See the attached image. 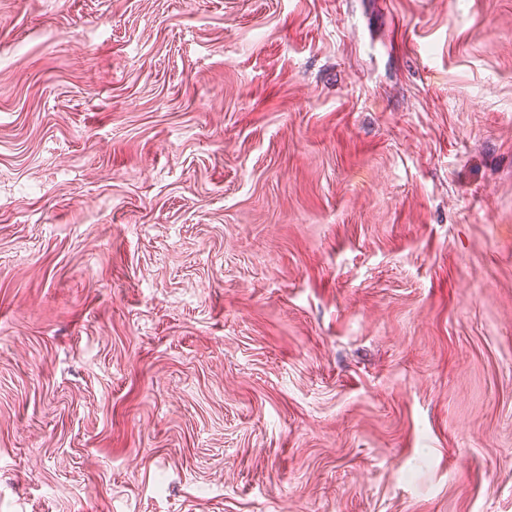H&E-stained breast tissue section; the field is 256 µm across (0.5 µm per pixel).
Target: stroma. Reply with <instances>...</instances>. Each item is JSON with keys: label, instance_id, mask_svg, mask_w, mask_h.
I'll use <instances>...</instances> for the list:
<instances>
[{"label": "stroma", "instance_id": "35a3bbf8", "mask_svg": "<svg viewBox=\"0 0 512 512\" xmlns=\"http://www.w3.org/2000/svg\"><path fill=\"white\" fill-rule=\"evenodd\" d=\"M0 512H512V0H0Z\"/></svg>", "mask_w": 512, "mask_h": 512}]
</instances>
